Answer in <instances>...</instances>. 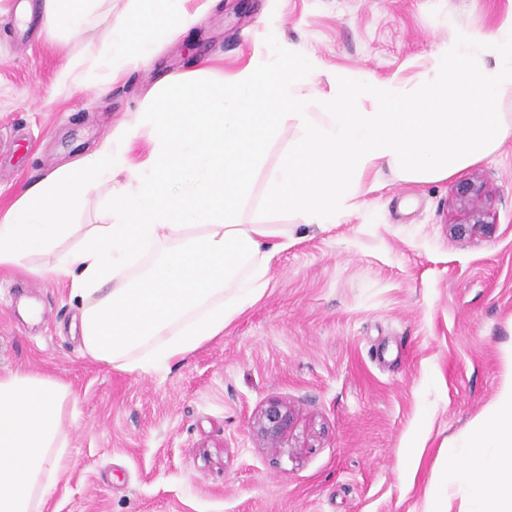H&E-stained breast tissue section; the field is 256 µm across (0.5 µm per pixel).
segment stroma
<instances>
[{"label": "stroma", "mask_w": 512, "mask_h": 512, "mask_svg": "<svg viewBox=\"0 0 512 512\" xmlns=\"http://www.w3.org/2000/svg\"><path fill=\"white\" fill-rule=\"evenodd\" d=\"M42 4L0 0V216L147 106L167 111L180 85L230 80L272 48L323 62L304 95L359 73L412 86L456 30L512 16V0H189L200 21L139 64L64 82L130 0H112L110 23L83 35L49 33ZM295 135L267 146L242 213L287 225L288 247L262 297L183 362L129 373L92 360L72 331L69 279L0 267V373H47L75 396L62 421L72 463L43 512H429L449 446L511 373L512 140L445 180L380 169L336 223L305 224L265 203ZM473 176L492 222L458 236L453 192ZM25 298L38 323L20 315ZM271 399L296 410L276 457L251 431Z\"/></svg>", "instance_id": "1"}]
</instances>
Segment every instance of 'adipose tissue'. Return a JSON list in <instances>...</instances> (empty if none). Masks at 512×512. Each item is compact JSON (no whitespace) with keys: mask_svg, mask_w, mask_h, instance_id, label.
<instances>
[{"mask_svg":"<svg viewBox=\"0 0 512 512\" xmlns=\"http://www.w3.org/2000/svg\"><path fill=\"white\" fill-rule=\"evenodd\" d=\"M107 2L44 0L45 25L90 29ZM131 2L128 24L94 60L116 73L199 19L183 0ZM321 69L282 55L228 83L184 86L168 111L144 109L136 128L23 190L0 219V267L54 256L53 273L68 276L81 301L79 338L93 360L127 372L181 362L262 296L271 258L288 246L287 225L241 221L254 173L286 123L298 136L271 172L266 200L307 224L335 223L380 167L407 181L444 180L512 139V118L500 110L512 91V18L456 33L411 88L362 74L300 95L299 83ZM140 126L153 145L133 166L127 152ZM107 181V223H79ZM72 397L53 376L0 373V512H43L71 462L61 421ZM439 486L430 512H448L454 487L467 490L466 512H512V382L473 421Z\"/></svg>","mask_w":512,"mask_h":512,"instance_id":"obj_1","label":"adipose tissue"}]
</instances>
